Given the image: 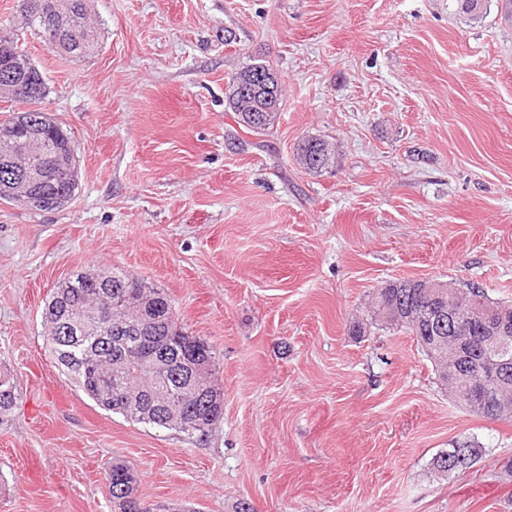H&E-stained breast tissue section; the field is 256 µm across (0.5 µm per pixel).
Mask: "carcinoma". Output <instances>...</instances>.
Returning a JSON list of instances; mask_svg holds the SVG:
<instances>
[{"label":"carcinoma","instance_id":"carcinoma-1","mask_svg":"<svg viewBox=\"0 0 512 512\" xmlns=\"http://www.w3.org/2000/svg\"><path fill=\"white\" fill-rule=\"evenodd\" d=\"M34 7L22 15L24 25L39 35L53 52L65 58L80 59L91 55L98 45V31L93 24L86 0H73V18L76 36L50 35L42 21L48 0H32ZM457 12L471 23L483 20L488 0H455ZM269 78L275 85V99L259 102L252 93L244 92L248 85ZM45 78L37 65L30 64L16 71L7 60H0V93L22 104L32 97L46 96ZM226 101L238 115L240 124L256 135H265L273 128L283 98L281 85L274 72L263 63H253L233 76L227 85ZM9 123L21 127L44 143L46 155L59 170L58 177L36 186L41 211L62 207V200H70L69 174L76 148L71 137L43 112L20 111ZM19 149L12 141L0 137V200L17 202L11 182L14 162ZM296 161L306 170L319 173L335 164V154L329 143L319 137H309L298 144ZM424 280H396L376 289L370 306V323L387 328L406 330L415 338L431 335L420 313L421 299L427 293ZM136 295V301L148 310L152 322L133 323L130 319L112 321L113 301L127 293ZM436 294L444 305L459 311L480 309L495 317L508 319V341L512 343V305L495 302L473 283L459 287L439 282ZM47 344L56 364L69 380L98 407L119 414L128 421L177 429L189 436L208 435L213 425L224 417V390L214 380L215 357L211 345L199 336L188 334L178 324L172 301L161 289L135 278L123 270L106 272L102 280L94 282L87 272L80 271L58 283L53 289L45 312ZM144 338L157 346V362L175 373L178 362H200L209 370L198 375V392L193 404L196 411L187 418L176 409L161 408L156 404L158 394L166 388L164 376L154 367H146L135 360L123 359L122 351ZM421 349L432 363L436 375L448 392L470 412L493 420L512 415V377L499 385L495 396L482 408L471 401L468 374L461 363L452 359L448 340L421 344ZM121 376L126 393L113 394L112 382ZM20 391L17 379L7 365L0 363V417L12 412ZM464 459L477 463L483 448L473 441H456L432 459V468L447 475L465 468L464 463L451 465L458 449ZM106 481L114 507L118 512H144V501L137 495L138 474L126 463H114L106 472Z\"/></svg>","mask_w":512,"mask_h":512}]
</instances>
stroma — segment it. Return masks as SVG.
<instances>
[{"mask_svg":"<svg viewBox=\"0 0 512 512\" xmlns=\"http://www.w3.org/2000/svg\"><path fill=\"white\" fill-rule=\"evenodd\" d=\"M97 51L66 59L11 27L41 107L77 147L65 207L0 201V512H114L105 480L198 512H512V420L472 414L413 336L369 323L397 279L479 285L512 305V19L454 0H87ZM268 65L257 136L224 102ZM321 137L331 169L296 148ZM162 289L213 348L224 417L196 438L99 408L57 369L45 305L81 269ZM363 321L364 332L349 327ZM483 447L441 476L453 441ZM262 74L269 78L271 86L275 87L276 97L272 101L264 100L262 105L271 112H252L259 106V101L252 93H244L243 90L250 89ZM226 101L233 112H236L240 124L256 135H266L273 128L278 112L281 109L283 98L281 85L274 72L263 63H253L233 76L227 85ZM296 161L306 170L319 173L334 166L335 154L326 140L309 137L298 144ZM20 391L17 379L7 365L0 363V417L6 418L12 412ZM458 448H465L463 451L464 457L459 460V464L455 467L451 465L452 458H458ZM471 455L472 464L465 465L463 459L468 460ZM483 455V448L474 441L468 440V442L456 441L451 445V448L441 450L432 459V468L435 472L440 475H447L455 470L470 468L476 464Z\"/></svg>","mask_w":512,"mask_h":512,"instance_id":"1","label":"stroma"}]
</instances>
